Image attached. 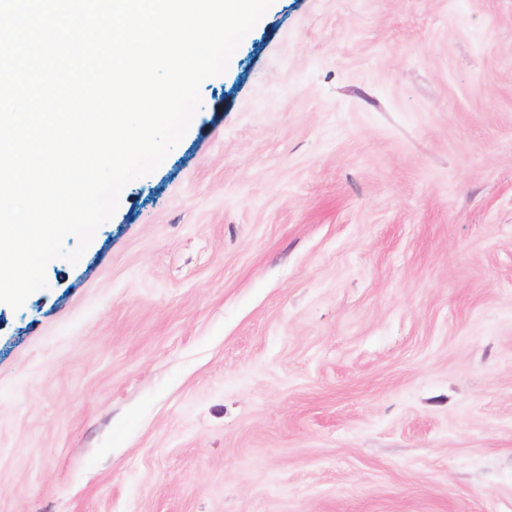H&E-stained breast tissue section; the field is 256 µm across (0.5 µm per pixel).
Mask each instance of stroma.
I'll return each instance as SVG.
<instances>
[{
    "instance_id": "obj_1",
    "label": "stroma",
    "mask_w": 512,
    "mask_h": 512,
    "mask_svg": "<svg viewBox=\"0 0 512 512\" xmlns=\"http://www.w3.org/2000/svg\"><path fill=\"white\" fill-rule=\"evenodd\" d=\"M200 92L0 305V512H512V0H274Z\"/></svg>"
}]
</instances>
